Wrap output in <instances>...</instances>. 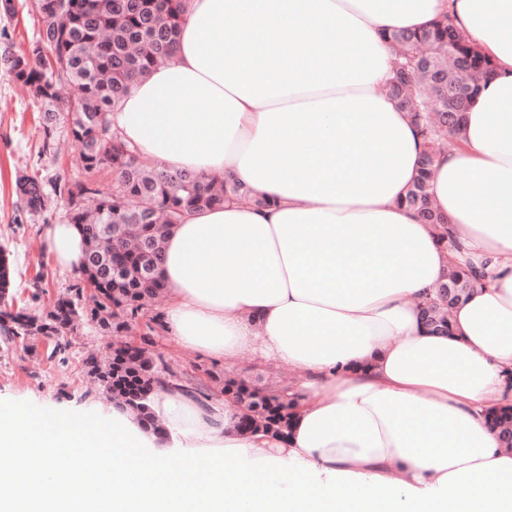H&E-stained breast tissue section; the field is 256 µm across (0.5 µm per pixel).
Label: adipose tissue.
<instances>
[{
    "instance_id": "adipose-tissue-1",
    "label": "adipose tissue",
    "mask_w": 512,
    "mask_h": 512,
    "mask_svg": "<svg viewBox=\"0 0 512 512\" xmlns=\"http://www.w3.org/2000/svg\"><path fill=\"white\" fill-rule=\"evenodd\" d=\"M184 3L171 59L112 126L161 167L271 199L177 226L163 324L185 350L230 364L249 346L297 368L290 434H241L234 402L157 389L155 413L205 475L193 484L130 413L0 403V512L47 482L41 512H82L74 490L97 497L88 477L107 469L123 512H512V452L485 423L512 405V0ZM446 12L494 69L433 156L439 227L402 202L424 144L384 90V35ZM47 247L73 269L84 241L63 223ZM461 255L491 278L432 335L418 304Z\"/></svg>"
}]
</instances>
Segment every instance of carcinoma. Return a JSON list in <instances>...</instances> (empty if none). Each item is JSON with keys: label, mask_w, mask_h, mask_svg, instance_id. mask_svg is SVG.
Returning <instances> with one entry per match:
<instances>
[{"label": "carcinoma", "mask_w": 512, "mask_h": 512, "mask_svg": "<svg viewBox=\"0 0 512 512\" xmlns=\"http://www.w3.org/2000/svg\"><path fill=\"white\" fill-rule=\"evenodd\" d=\"M34 7V39L22 51L1 53L0 59L38 104L43 128L39 153L51 152L61 127L79 147L82 176L56 179L53 192L66 203L68 223L81 234L85 250L73 296H62L45 309L14 311L7 309L13 299V270L6 247L0 245V339L8 344L55 338L53 353L61 355L67 349L65 337L85 319L117 331L140 319L147 321L150 334L164 328L159 305L169 289L161 268L176 227L188 215L231 198L257 208L271 202L241 183L145 166L136 147L112 130L111 113L132 84L171 58L184 22L181 0H34ZM388 39L399 61L387 91L410 113L426 147L418 178L403 203L424 223L443 224L430 193L433 154L460 130L464 115L454 111V100L436 93L435 84L451 87L459 81L456 61L462 56L480 60L483 71L493 62L466 41L447 15L419 32L393 31ZM103 170L112 172L110 189L97 179ZM17 189L27 212L47 210V194L37 176H21ZM475 285V271L452 269L433 297L419 304L427 329L448 333L450 311ZM85 364L109 398L144 429L163 432L152 400L158 385H176L178 379L162 355L117 344L108 361L91 355ZM224 395L242 406L240 431L287 436L293 408L288 389L263 388L229 376ZM487 422L501 437L512 434V406L491 409Z\"/></svg>", "instance_id": "carcinoma-1"}]
</instances>
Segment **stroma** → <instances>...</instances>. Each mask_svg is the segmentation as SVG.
<instances>
[{"instance_id": "obj_1", "label": "stroma", "mask_w": 512, "mask_h": 512, "mask_svg": "<svg viewBox=\"0 0 512 512\" xmlns=\"http://www.w3.org/2000/svg\"><path fill=\"white\" fill-rule=\"evenodd\" d=\"M15 11L0 12V51L20 49L32 41L36 31L34 0H14ZM42 129L38 110L15 83L6 65L0 63V243L11 253L14 266L13 294L16 305L28 304L30 281L38 269L48 276L40 302L53 304L78 281L76 272L61 269L45 243L49 225L65 220L62 205H53L47 215L33 216L23 211L16 189L18 176L38 174L43 185L58 176L78 175L76 144L64 145L61 156L40 154ZM64 354L52 356V346L39 342L30 348L21 342H0V399L31 405L63 406L82 412L90 406L107 403L108 398L84 363L88 353L99 358L110 354L116 338L98 324L84 323L68 337ZM160 352L175 374L192 378L210 394L214 402H223L219 392L225 375L232 374L283 388L291 387L298 372L288 364L260 359L252 348L239 351L233 365L202 354H193L177 346L167 333L155 336Z\"/></svg>"}]
</instances>
